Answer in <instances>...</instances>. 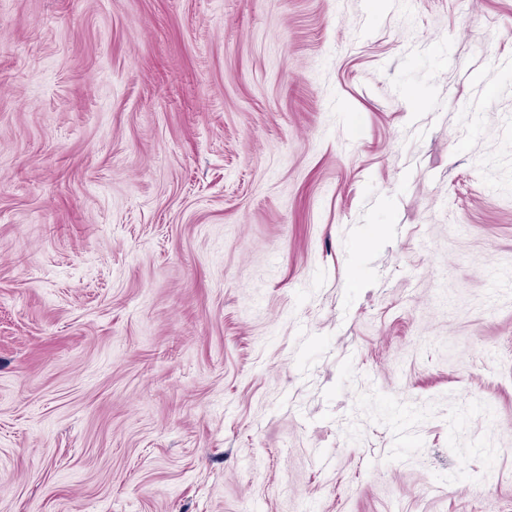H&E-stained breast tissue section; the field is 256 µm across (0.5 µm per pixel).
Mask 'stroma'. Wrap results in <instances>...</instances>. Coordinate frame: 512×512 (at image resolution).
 <instances>
[{
  "mask_svg": "<svg viewBox=\"0 0 512 512\" xmlns=\"http://www.w3.org/2000/svg\"><path fill=\"white\" fill-rule=\"evenodd\" d=\"M510 64L512 0H0V512H512Z\"/></svg>",
  "mask_w": 512,
  "mask_h": 512,
  "instance_id": "obj_1",
  "label": "stroma"
}]
</instances>
